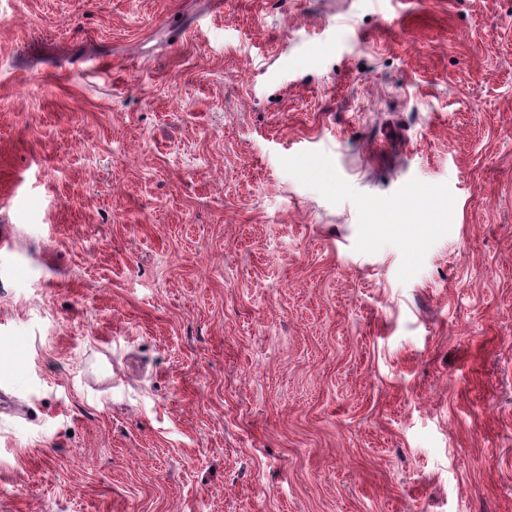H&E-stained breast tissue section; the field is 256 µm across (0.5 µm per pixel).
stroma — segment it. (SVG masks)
<instances>
[{"label":"stroma","mask_w":512,"mask_h":512,"mask_svg":"<svg viewBox=\"0 0 512 512\" xmlns=\"http://www.w3.org/2000/svg\"><path fill=\"white\" fill-rule=\"evenodd\" d=\"M0 0V512H512V0Z\"/></svg>","instance_id":"obj_1"}]
</instances>
